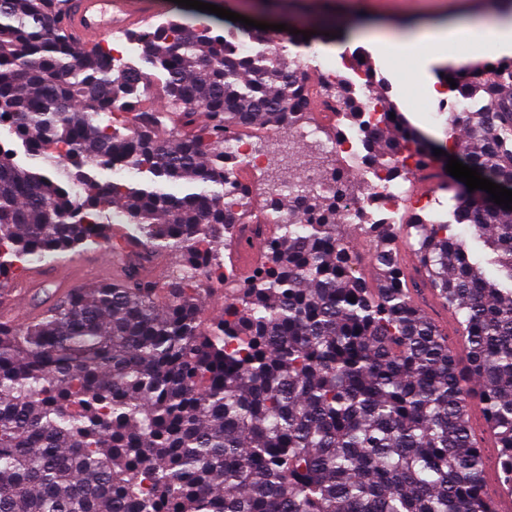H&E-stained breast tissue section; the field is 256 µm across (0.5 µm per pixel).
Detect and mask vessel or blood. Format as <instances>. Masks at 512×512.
<instances>
[{
  "mask_svg": "<svg viewBox=\"0 0 512 512\" xmlns=\"http://www.w3.org/2000/svg\"><path fill=\"white\" fill-rule=\"evenodd\" d=\"M168 7V0H66L62 21L77 46L93 49L112 32L133 30ZM42 277V269L37 268L31 275L20 278L13 301L0 305V318L19 320L24 297Z\"/></svg>",
  "mask_w": 512,
  "mask_h": 512,
  "instance_id": "vessel-or-blood-1",
  "label": "vessel or blood"
}]
</instances>
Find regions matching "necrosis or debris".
Returning a JSON list of instances; mask_svg holds the SVG:
<instances>
[{"mask_svg": "<svg viewBox=\"0 0 512 512\" xmlns=\"http://www.w3.org/2000/svg\"><path fill=\"white\" fill-rule=\"evenodd\" d=\"M380 113L378 101L369 97L362 109L360 126L342 129L334 138H324V123L299 125L293 131L294 138L318 144L321 151L335 155L343 175L363 173L357 192L346 196L341 204L346 220L352 224H389L399 210L424 211L434 201L433 196H414L405 188L407 181L431 166L417 142L400 140L392 158L396 174H389L370 162L365 132L375 128Z\"/></svg>", "mask_w": 512, "mask_h": 512, "instance_id": "necrosis-or-debris-1", "label": "necrosis or debris"}]
</instances>
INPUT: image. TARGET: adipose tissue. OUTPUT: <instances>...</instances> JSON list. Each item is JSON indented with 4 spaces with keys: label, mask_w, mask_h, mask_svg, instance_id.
Instances as JSON below:
<instances>
[{
    "label": "adipose tissue",
    "mask_w": 512,
    "mask_h": 512,
    "mask_svg": "<svg viewBox=\"0 0 512 512\" xmlns=\"http://www.w3.org/2000/svg\"><path fill=\"white\" fill-rule=\"evenodd\" d=\"M371 44L382 57L412 59L410 81L428 83L432 80L429 65L455 70L490 49L512 55V8L503 7L495 18L456 22L394 37L376 36Z\"/></svg>",
    "instance_id": "obj_1"
}]
</instances>
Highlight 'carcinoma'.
Here are the masks:
<instances>
[{
    "instance_id": "carcinoma-1",
    "label": "carcinoma",
    "mask_w": 512,
    "mask_h": 512,
    "mask_svg": "<svg viewBox=\"0 0 512 512\" xmlns=\"http://www.w3.org/2000/svg\"><path fill=\"white\" fill-rule=\"evenodd\" d=\"M64 2L0 0V121L41 164L0 152V280L107 239L115 208L140 250L119 284L45 287L32 321H0V512H496L481 436L512 493V210L455 180L453 221L371 225L374 288L341 230L354 184H275V231L242 279L218 244L251 186L224 145L336 99L355 122L360 100L341 79L318 92L299 55H235L237 41L270 39L245 25L150 26L137 34L150 69L115 74L109 50L75 47ZM328 18L293 41L326 40ZM482 74L451 75L482 102L449 113L464 131L453 153L512 190V64ZM141 84L162 107L139 109ZM379 123L374 163L390 165L396 146L379 141L399 125L430 152L393 105ZM115 165L143 183L97 179ZM454 222L496 254L498 278ZM162 252L181 261L160 283L144 270ZM206 283L223 287L224 311L204 322ZM424 291L453 310L462 351L418 305Z\"/></svg>"
}]
</instances>
